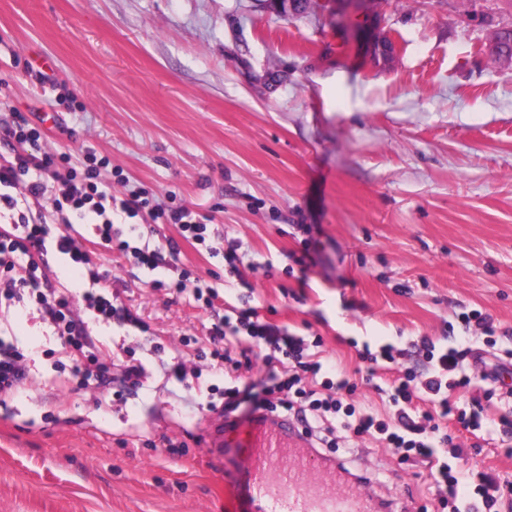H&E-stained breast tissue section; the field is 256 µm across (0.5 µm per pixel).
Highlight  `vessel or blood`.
<instances>
[{"label":"vessel or blood","instance_id":"obj_1","mask_svg":"<svg viewBox=\"0 0 512 512\" xmlns=\"http://www.w3.org/2000/svg\"><path fill=\"white\" fill-rule=\"evenodd\" d=\"M204 425L213 453L240 444L248 449L232 485L233 512H377L373 498L329 459L310 458V443L294 421L251 422L242 443L221 415L209 416Z\"/></svg>","mask_w":512,"mask_h":512}]
</instances>
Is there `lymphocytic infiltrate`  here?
<instances>
[{
	"label": "lymphocytic infiltrate",
	"instance_id": "lymphocytic-infiltrate-1",
	"mask_svg": "<svg viewBox=\"0 0 512 512\" xmlns=\"http://www.w3.org/2000/svg\"><path fill=\"white\" fill-rule=\"evenodd\" d=\"M53 161L18 153L0 164V207L18 215L13 233L0 235V294L11 300L25 293L37 304L43 320L54 327L71 352L76 392L95 397L115 383L123 388L142 386L146 377L144 365L132 357L119 361L103 354L86 328L90 316L131 325L139 324V317L119 304V294L109 289L105 275L91 269L82 239L72 235L58 236L56 245L75 264L87 267L89 286L78 295L60 293L52 286L31 258L33 251L43 249L49 227L29 222L30 201L49 203L62 224L67 223L69 214L79 215L94 225L100 246L152 273L163 265L161 252L146 245L131 246L120 225L122 217H136L142 209L150 211L153 221L177 226L181 237L192 246L203 247L212 256L224 255L229 276L240 277L241 265H248L253 271L258 265L244 263L237 252L222 253L223 232L209 230L188 207L156 206L143 190L113 192L111 185L100 178L102 163L95 154H87L78 169L69 166L68 156H61L58 161L68 165V174L52 187L47 172ZM20 266L26 275L18 279L14 272ZM145 286L154 292L188 294L193 302L211 310L221 299L217 285L191 278L186 271L169 282L152 277ZM208 336L213 344L209 353L211 365L222 370L228 381L224 389L225 416L238 414L242 404L239 385L245 374L277 365L281 377L251 396L249 419L295 417L316 449L344 448L355 452L374 442L386 444L392 454L432 471L448 512H494L501 506L498 482L491 473L473 475L471 482L480 501L471 503L465 497L463 483L448 463L440 461L437 452L442 440L440 419L453 414L473 430L483 427L479 415L467 412L465 401L455 395L456 390L469 388L472 382L466 350L439 349L428 338H421L426 370L404 371L399 380L379 390L395 409L394 420L388 423L350 402L353 390L348 378L329 375L321 360V337L309 341L289 333L286 327L261 321L251 306L218 318L209 327ZM419 394L425 395L427 408L413 406L412 400Z\"/></svg>",
	"mask_w": 512,
	"mask_h": 512
}]
</instances>
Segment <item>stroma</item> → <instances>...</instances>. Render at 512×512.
<instances>
[{
	"instance_id": "1",
	"label": "stroma",
	"mask_w": 512,
	"mask_h": 512,
	"mask_svg": "<svg viewBox=\"0 0 512 512\" xmlns=\"http://www.w3.org/2000/svg\"><path fill=\"white\" fill-rule=\"evenodd\" d=\"M512 29V0H311L278 15L269 0H0V107L42 134L37 156L86 153L102 175L157 202L210 218L265 273L245 271L224 304L322 337L327 361L357 383L355 399L386 419L365 350L493 351L505 371L474 380L472 410H512V59L492 57ZM392 42L372 60L359 33ZM155 227V226H154ZM45 272L60 291L87 281L55 246ZM320 262L302 271L306 238ZM151 244L205 281L223 256L181 241L172 224ZM91 258L142 319L89 322L102 349H135L148 379L127 402L69 392L55 366L61 339L29 301L0 300V339L29 357L30 378L0 397V512H226L237 451L210 452L203 406L223 388L203 370L191 387L163 374L155 337L205 336L208 312L150 292L143 274L93 247ZM492 318L491 335L464 316ZM460 476L485 471L512 487V438L483 440L441 421ZM177 433L187 454L171 453ZM346 465L369 473L395 512H438L428 471L372 447Z\"/></svg>"
}]
</instances>
